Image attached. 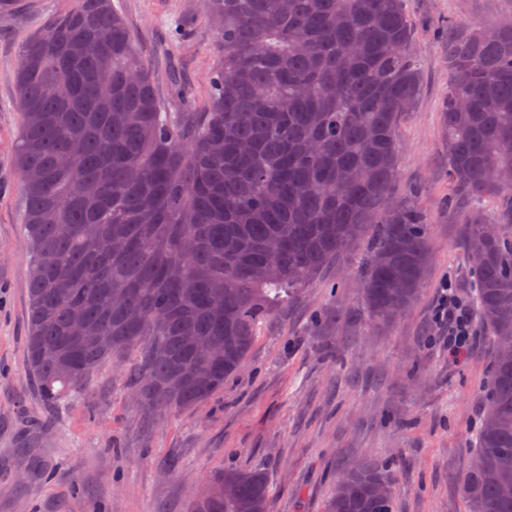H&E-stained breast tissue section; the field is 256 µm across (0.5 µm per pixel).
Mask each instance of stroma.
<instances>
[{
    "instance_id": "stroma-1",
    "label": "stroma",
    "mask_w": 512,
    "mask_h": 512,
    "mask_svg": "<svg viewBox=\"0 0 512 512\" xmlns=\"http://www.w3.org/2000/svg\"><path fill=\"white\" fill-rule=\"evenodd\" d=\"M143 64L175 112H200L218 62L200 0H113ZM75 0H20L0 18V512H190L192 488L227 467L266 468L274 512H324L336 476L352 463L388 464L394 512H469L464 483L489 382L493 339L449 356L434 310L448 275L475 279L462 223L449 207L441 106L448 40L475 25L512 22V0H404L423 65V89L399 126V195L428 216L432 261L420 298L388 327L361 313L363 240L294 295L266 324L245 369L191 412L161 421L128 401L119 366L104 364L80 396L45 403L26 369L25 195L12 164L22 117L15 73L22 44ZM182 19L173 39L168 24ZM336 314L327 326L323 311Z\"/></svg>"
}]
</instances>
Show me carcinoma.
I'll return each instance as SVG.
<instances>
[{"label": "carcinoma", "instance_id": "1", "mask_svg": "<svg viewBox=\"0 0 512 512\" xmlns=\"http://www.w3.org/2000/svg\"><path fill=\"white\" fill-rule=\"evenodd\" d=\"M219 62L185 126L112 0H79L21 48L14 165L26 196V366L41 398L109 361L149 415L196 409L242 371L262 326L373 232L362 300L386 325L420 297L429 220L397 196L399 124L423 67L403 0H204ZM448 205L465 223L495 342L468 473L470 512H512V23L448 45ZM390 471L361 462L327 512H393ZM267 472L212 474L192 512H273Z\"/></svg>", "mask_w": 512, "mask_h": 512}]
</instances>
